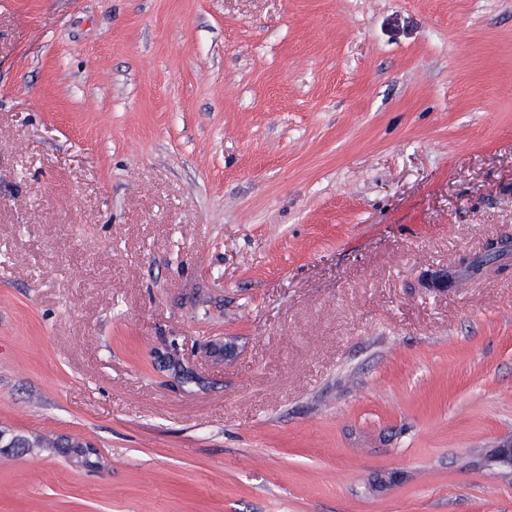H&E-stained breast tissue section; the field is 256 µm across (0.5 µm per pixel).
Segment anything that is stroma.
Listing matches in <instances>:
<instances>
[{
  "instance_id": "1",
  "label": "stroma",
  "mask_w": 512,
  "mask_h": 512,
  "mask_svg": "<svg viewBox=\"0 0 512 512\" xmlns=\"http://www.w3.org/2000/svg\"><path fill=\"white\" fill-rule=\"evenodd\" d=\"M1 424L0 512H512V0H0Z\"/></svg>"
}]
</instances>
